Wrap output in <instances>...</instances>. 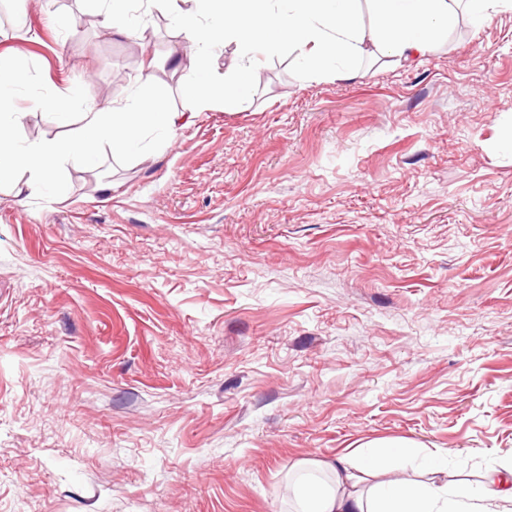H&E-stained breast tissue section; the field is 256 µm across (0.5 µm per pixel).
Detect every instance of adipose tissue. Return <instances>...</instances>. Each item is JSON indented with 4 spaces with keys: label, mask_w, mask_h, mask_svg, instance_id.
<instances>
[{
    "label": "adipose tissue",
    "mask_w": 512,
    "mask_h": 512,
    "mask_svg": "<svg viewBox=\"0 0 512 512\" xmlns=\"http://www.w3.org/2000/svg\"><path fill=\"white\" fill-rule=\"evenodd\" d=\"M198 0L200 13L222 14L223 28L202 26L198 16L183 17L188 36L198 44L194 58L200 81L189 97L195 109L221 98L225 110L242 109L254 75L253 59L270 46L297 51L305 71L356 76L362 56L378 54L406 62L427 52L448 32L450 0ZM237 50L224 71L209 66L210 50L221 43ZM188 118L133 97L105 107L87 108L81 125L65 140L32 141L13 148L0 139V182L13 183L16 194L48 181L60 159L93 162L101 144L128 157L155 149ZM333 485L301 486L299 512H512V465L489 472L482 491L454 488L435 481L391 480L385 487H364V469L342 464L332 469Z\"/></svg>",
    "instance_id": "ef3b65f1"
}]
</instances>
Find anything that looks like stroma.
Returning <instances> with one entry per match:
<instances>
[{
    "instance_id": "35a3bbf8",
    "label": "stroma",
    "mask_w": 512,
    "mask_h": 512,
    "mask_svg": "<svg viewBox=\"0 0 512 512\" xmlns=\"http://www.w3.org/2000/svg\"><path fill=\"white\" fill-rule=\"evenodd\" d=\"M190 0H0L10 141L140 92L192 107ZM260 54L158 156L0 185V512H295L296 475L387 446L512 463V10L413 62ZM108 2L102 12V28L112 32H122L124 21L128 12L129 0H105Z\"/></svg>"
}]
</instances>
